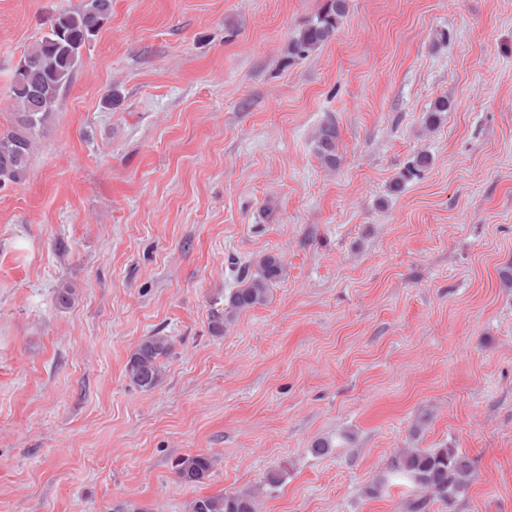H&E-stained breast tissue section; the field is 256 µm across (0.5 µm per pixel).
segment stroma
I'll list each match as a JSON object with an SVG mask.
<instances>
[{"mask_svg":"<svg viewBox=\"0 0 512 512\" xmlns=\"http://www.w3.org/2000/svg\"><path fill=\"white\" fill-rule=\"evenodd\" d=\"M322 2L112 0L0 189V512H185L274 469L257 512H408L411 488L370 486L445 445L474 478L428 512H512V0H348L289 56ZM84 3L0 0L1 128L25 49ZM263 253L282 278L212 335ZM156 332L174 350L146 392L124 366ZM187 453L204 483L177 479ZM347 0H324L314 18L302 25L288 47L290 54L302 56L331 39L345 16ZM337 132L334 125L327 122L318 129L315 137L316 152L321 161L328 167H336L339 157L336 154ZM213 467L212 459L204 454H186L175 461L174 470L180 482L186 485L203 483Z\"/></svg>","mask_w":512,"mask_h":512,"instance_id":"35a3bbf8","label":"stroma"}]
</instances>
